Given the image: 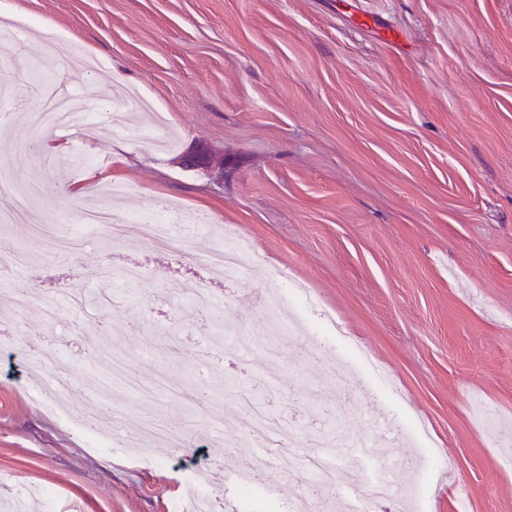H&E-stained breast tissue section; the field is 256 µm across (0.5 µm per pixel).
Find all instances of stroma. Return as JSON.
<instances>
[{"mask_svg":"<svg viewBox=\"0 0 512 512\" xmlns=\"http://www.w3.org/2000/svg\"><path fill=\"white\" fill-rule=\"evenodd\" d=\"M23 23L0 51V103L33 96L15 59L37 55L35 29L53 27L61 56L73 47L103 70L74 89L87 111L59 130L9 118L0 175L37 170L42 143L61 145L37 200L44 223L87 234L74 220L95 197L89 181L122 186L110 209L125 221L156 200L201 213L173 230L188 254L152 249L98 225L90 244L61 261L25 225L0 227V512L18 493L53 489L38 512H169L182 479L200 474L217 501L239 497L224 477L250 467L259 512H285L304 496V458L335 421L393 415V447H372L367 476L392 474L403 512H512V0H0ZM137 87L166 113L173 148L117 108ZM209 150L210 166L185 156ZM248 241L234 280L208 265L225 235ZM25 254L17 266L11 259ZM139 267L133 284L103 267ZM32 284L61 304L56 330L40 309L17 315L12 287ZM304 283L334 315L346 342L365 346L384 373L351 355L313 357L299 334L278 358L250 346L226 352L212 313L178 303L191 283L224 311L267 334L279 290ZM105 293L106 309L85 296ZM170 379L150 398L108 379L98 345ZM55 350L67 368L56 399L71 413H137L182 432L156 447L154 464L127 451L113 426L108 452L47 415L33 399L30 357ZM267 380L261 406L297 428L296 463L279 491L266 483L263 449L244 431L239 394ZM345 390L321 406L325 383ZM454 462L458 495L440 485Z\"/></svg>","mask_w":512,"mask_h":512,"instance_id":"35a3bbf8","label":"stroma"}]
</instances>
